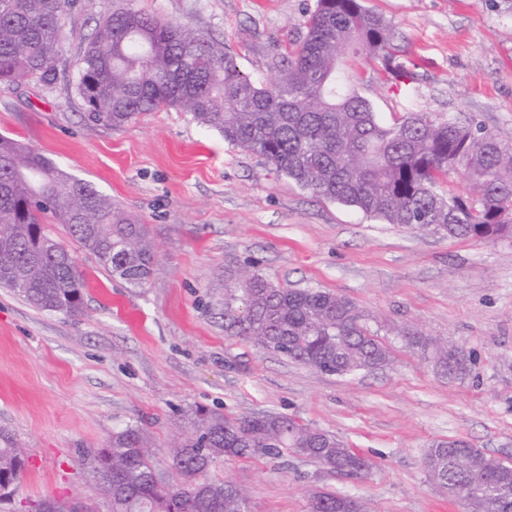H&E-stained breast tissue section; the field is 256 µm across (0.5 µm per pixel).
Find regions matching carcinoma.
Wrapping results in <instances>:
<instances>
[{
	"instance_id": "obj_1",
	"label": "carcinoma",
	"mask_w": 512,
	"mask_h": 512,
	"mask_svg": "<svg viewBox=\"0 0 512 512\" xmlns=\"http://www.w3.org/2000/svg\"><path fill=\"white\" fill-rule=\"evenodd\" d=\"M74 0H0V82L51 81ZM306 34L274 63L265 84L240 70L224 43L181 25L125 8L103 19L85 43L77 92L88 118L121 127L147 112L175 108L258 155L313 196L355 207L387 224L442 236L494 241L512 238V143L481 126L409 112L390 121L374 112L341 69L351 50L377 63L390 89L408 94L416 73L398 60L391 25L361 0H316ZM463 169L470 192L448 186ZM67 227L79 248L133 286L152 274L153 245L112 199L60 169L19 140L0 136V287L35 308L66 316L82 312L83 281L75 256L61 260L39 248L53 238L42 217ZM372 317L349 299L322 289L279 287L243 270L224 293V324L232 336L339 377L389 365L391 348L371 330ZM407 348L442 377L469 371L464 351L410 327L395 330ZM432 444L429 477L464 512H512V464L465 443ZM180 481L154 463L153 444L135 425L112 432L87 455L109 512H248L247 493L211 476L225 457L291 452L346 476L371 464L335 435L286 415L230 419L196 408L169 444ZM27 457L0 436V497L11 493ZM345 495L320 491L308 512H337Z\"/></svg>"
}]
</instances>
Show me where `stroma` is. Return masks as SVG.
Masks as SVG:
<instances>
[{
	"label": "stroma",
	"instance_id": "35a3bbf8",
	"mask_svg": "<svg viewBox=\"0 0 512 512\" xmlns=\"http://www.w3.org/2000/svg\"><path fill=\"white\" fill-rule=\"evenodd\" d=\"M316 0H78L53 81L0 83V135L89 181L146 229L154 249L142 288L77 253L76 317L41 311L0 288V431L28 464L0 512L45 500L108 512L81 460L132 424L167 479V445L185 410L233 418L275 412L346 441L370 472L347 477L292 453L216 464L246 490L249 512H308L318 488L372 512H462L423 459L455 437L512 460V239L414 232L312 197L257 155L173 109L122 127L93 123L77 93L79 58L98 22L131 7L223 42L240 69L270 82L273 59L305 34ZM394 28L414 90L387 89L372 59L350 65L385 119L428 112L512 138V13L504 0H363ZM253 266L277 285L345 296L378 319L394 352L350 377L316 371L224 330V286ZM448 339L471 358L461 380L437 375L396 327Z\"/></svg>",
	"mask_w": 512,
	"mask_h": 512
}]
</instances>
